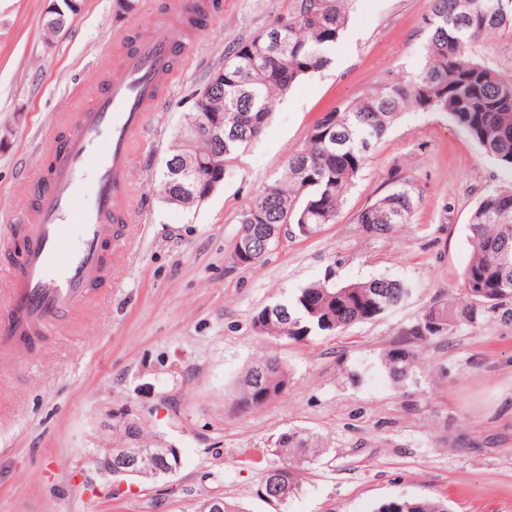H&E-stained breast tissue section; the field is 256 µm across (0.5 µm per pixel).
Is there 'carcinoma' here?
<instances>
[{
	"label": "carcinoma",
	"instance_id": "carcinoma-1",
	"mask_svg": "<svg viewBox=\"0 0 512 512\" xmlns=\"http://www.w3.org/2000/svg\"><path fill=\"white\" fill-rule=\"evenodd\" d=\"M502 0H429L423 18L426 41L420 65L406 78L382 83L359 98L331 108L318 119L303 146L288 158L280 179L265 188L240 213L238 224H307L312 234L336 223L346 196L379 143L407 112L447 115L501 169L512 172V76L490 68L473 52L490 34L512 35V11ZM61 10L47 9L45 35L52 38L77 16L84 0H57ZM354 0H292L285 20L238 43L208 88L207 107L185 115L159 175L163 201L192 207L183 193L186 173L199 161L217 157L194 196L208 198L233 171L240 150L258 139L272 114L274 101L300 79L331 63V55L349 20ZM420 191L403 177L356 215L370 237L387 238L399 224H408ZM471 256L460 274L462 292L438 296L415 321L397 331V340L383 353L378 368L392 383H417L418 351L473 324L487 311L512 321V188L484 193L468 222ZM279 244L254 237L244 267L262 263ZM413 283L389 277L336 285L324 278L290 296L261 307L251 328L260 338L300 342L331 334L355 323L379 319L408 303ZM438 328L431 330L429 324ZM288 366L275 356L254 361L238 381L235 405L260 408L288 392ZM279 466L265 471L261 491L277 480L273 502L288 505L300 485L304 465L316 461L320 449L314 436L289 429L276 439ZM139 453L134 477L157 480L175 475L182 461L164 448H126ZM373 512H449L448 504L430 497H397Z\"/></svg>",
	"mask_w": 512,
	"mask_h": 512
}]
</instances>
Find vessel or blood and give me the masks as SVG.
Masks as SVG:
<instances>
[{"label":"vessel or blood","instance_id":"1","mask_svg":"<svg viewBox=\"0 0 512 512\" xmlns=\"http://www.w3.org/2000/svg\"><path fill=\"white\" fill-rule=\"evenodd\" d=\"M214 8L213 0H168L150 34L131 41L94 106L76 113L63 137L43 136L48 170L27 174V221L0 249L1 362L42 357L118 287L134 228V161L148 117L186 57L178 22Z\"/></svg>","mask_w":512,"mask_h":512}]
</instances>
